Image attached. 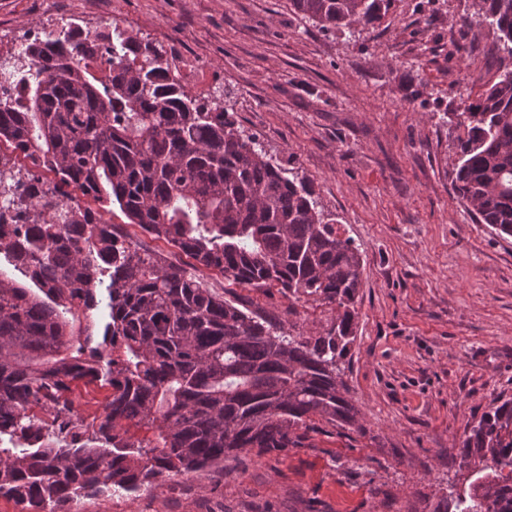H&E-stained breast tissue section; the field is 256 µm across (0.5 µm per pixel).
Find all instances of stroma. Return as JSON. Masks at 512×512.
Returning a JSON list of instances; mask_svg holds the SVG:
<instances>
[{
	"label": "stroma",
	"mask_w": 512,
	"mask_h": 512,
	"mask_svg": "<svg viewBox=\"0 0 512 512\" xmlns=\"http://www.w3.org/2000/svg\"><path fill=\"white\" fill-rule=\"evenodd\" d=\"M478 0H392L377 27L324 30L289 0H0V59L31 28L117 26L165 50L181 84L228 96L268 156L313 185L363 261L343 378L358 427L305 447L240 452L148 492L81 498L75 512H431L459 444L512 396V237L476 223L452 188L449 115L496 70ZM461 44L451 53V43ZM204 287L315 334L328 306L275 288Z\"/></svg>",
	"instance_id": "obj_1"
}]
</instances>
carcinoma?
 <instances>
[{
  "label": "carcinoma",
  "mask_w": 512,
  "mask_h": 512,
  "mask_svg": "<svg viewBox=\"0 0 512 512\" xmlns=\"http://www.w3.org/2000/svg\"><path fill=\"white\" fill-rule=\"evenodd\" d=\"M503 55L486 90L458 114L455 194L479 224L512 237V0H480ZM325 30L368 27L390 0H291ZM102 34L77 24L17 55L20 86L0 99V142L22 147L51 182L0 168V497L20 512H73L79 498L156 488L250 448H301L315 422H358L343 380L355 342L362 260L307 180L286 174L216 101L172 75L166 55L130 32L107 48L112 77L87 60ZM79 189L97 207H67ZM128 222L217 269L231 285L277 288L336 312L316 335L227 300L104 219ZM107 310L102 341L70 316ZM109 389L85 437L71 412L78 383ZM58 429L68 441L54 445ZM146 430L151 436L141 437ZM474 476L448 485L433 512H512V396L500 394L461 443Z\"/></svg>",
  "instance_id": "cac0c4a2"
}]
</instances>
